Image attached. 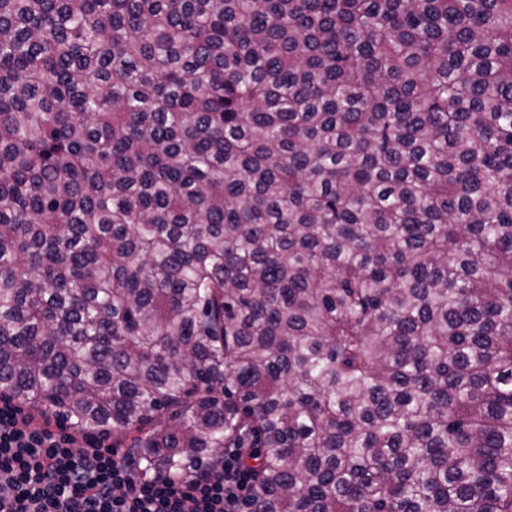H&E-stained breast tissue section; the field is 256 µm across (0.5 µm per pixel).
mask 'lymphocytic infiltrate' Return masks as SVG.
Instances as JSON below:
<instances>
[{
	"instance_id": "1",
	"label": "lymphocytic infiltrate",
	"mask_w": 512,
	"mask_h": 512,
	"mask_svg": "<svg viewBox=\"0 0 512 512\" xmlns=\"http://www.w3.org/2000/svg\"><path fill=\"white\" fill-rule=\"evenodd\" d=\"M243 457L228 448L196 477L145 476L105 438L0 401V512H245Z\"/></svg>"
}]
</instances>
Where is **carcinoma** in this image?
Listing matches in <instances>:
<instances>
[{"mask_svg":"<svg viewBox=\"0 0 512 512\" xmlns=\"http://www.w3.org/2000/svg\"><path fill=\"white\" fill-rule=\"evenodd\" d=\"M0 396L512 512V0H0Z\"/></svg>","mask_w":512,"mask_h":512,"instance_id":"cac0c4a2","label":"carcinoma"}]
</instances>
